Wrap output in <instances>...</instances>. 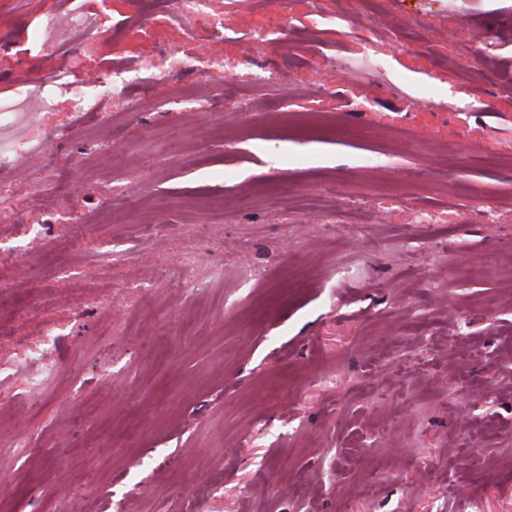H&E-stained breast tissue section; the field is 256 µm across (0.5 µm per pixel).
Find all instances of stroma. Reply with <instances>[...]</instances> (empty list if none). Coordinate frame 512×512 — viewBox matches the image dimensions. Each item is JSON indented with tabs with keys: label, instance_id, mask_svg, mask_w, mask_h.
<instances>
[{
	"label": "stroma",
	"instance_id": "stroma-1",
	"mask_svg": "<svg viewBox=\"0 0 512 512\" xmlns=\"http://www.w3.org/2000/svg\"><path fill=\"white\" fill-rule=\"evenodd\" d=\"M35 2L0 0V106L53 147L5 174L19 203L45 194L0 224L21 298L0 306V355L47 327L57 351L39 388L36 364L0 388V507L512 512V166L472 160L512 151V0H352L341 17L273 0L284 22L263 41L266 0H212L224 28L204 41L152 0ZM49 24L73 71L127 72L125 96L78 120L61 92L21 111L20 73L57 64L34 39ZM210 55L231 66L199 101L133 108L130 63L185 58L186 86ZM259 69L279 82L256 89ZM202 126L223 139L181 142ZM121 180L134 207L102 210ZM283 180L294 193H267ZM490 253L495 270L466 278ZM299 483L311 493L289 495Z\"/></svg>",
	"mask_w": 512,
	"mask_h": 512
}]
</instances>
